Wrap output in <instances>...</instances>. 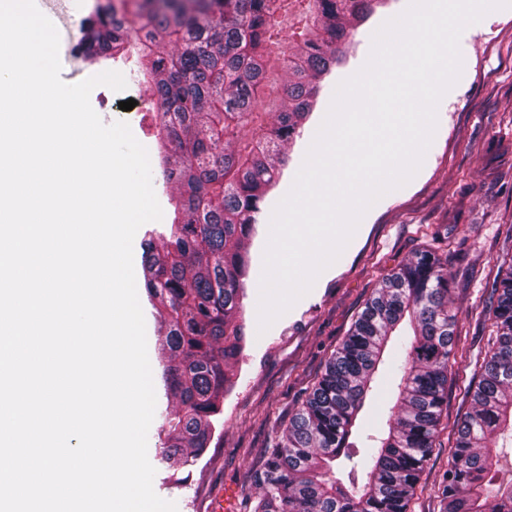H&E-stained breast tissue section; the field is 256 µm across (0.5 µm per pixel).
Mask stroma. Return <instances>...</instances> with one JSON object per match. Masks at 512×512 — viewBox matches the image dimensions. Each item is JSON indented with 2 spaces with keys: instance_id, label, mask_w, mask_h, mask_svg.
I'll return each instance as SVG.
<instances>
[{
  "instance_id": "35a3bbf8",
  "label": "stroma",
  "mask_w": 512,
  "mask_h": 512,
  "mask_svg": "<svg viewBox=\"0 0 512 512\" xmlns=\"http://www.w3.org/2000/svg\"><path fill=\"white\" fill-rule=\"evenodd\" d=\"M92 2L81 0L78 11L71 12L66 0H46L44 14L59 30L60 55H77ZM408 3L387 0L357 27L345 48L343 63L324 79L300 137L286 150L281 177L265 197L247 246L249 274L239 319L246 340L230 372L224 413L203 454L186 466L164 459L158 451L160 413L167 407L163 381L167 354L159 334L158 310L142 286L143 243L166 232L170 219L165 216L145 223L135 235V280L158 411L148 431L149 461L156 470L153 488L159 497L175 503L177 512H211L219 496L224 499V512H243L245 498L255 492L254 471L263 465L268 449L347 335L366 298L382 277L416 249L431 245L433 235L448 238V270L454 279L450 306L457 314V330L471 357H482L487 349L490 327L476 315L482 306V287L493 279L498 264L512 257L511 8L489 11L464 29L460 38L462 72L437 107L434 137L416 175L375 202L339 259L317 277L310 292L266 332L258 330L259 282L273 210L290 190L337 85L365 64L376 30L400 15ZM108 70L122 73L128 88L117 93L98 86L90 95L91 105L105 124L120 120L129 124L153 158L154 192L160 206H167L173 190L155 161L157 105L152 86L144 79L137 47H129L115 59H90L82 75ZM132 97L137 98V105L120 110V102ZM471 374V368L462 364L453 369L440 433L442 446L435 449L421 475L411 512H440L436 489L448 467L444 443L451 439L454 423L468 408L465 389ZM396 379L391 366H383L360 419L363 434L376 435L385 429Z\"/></svg>"
}]
</instances>
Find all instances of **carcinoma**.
<instances>
[{"mask_svg":"<svg viewBox=\"0 0 512 512\" xmlns=\"http://www.w3.org/2000/svg\"><path fill=\"white\" fill-rule=\"evenodd\" d=\"M128 0H96L83 26L86 53L122 52L133 28ZM280 0H140L143 70L155 87L161 125L158 154L177 183L163 251L144 243L145 288L164 312L169 364L160 453L190 462L206 447L228 371L241 353L247 240L300 135L321 82L341 63L354 30L386 0H314L317 8L279 45ZM285 69L267 88L270 64ZM279 95L273 126L238 144L258 119L265 93ZM444 249L415 252L366 300L320 378L289 419L263 468L250 512H410L448 404L453 362L470 360L448 307L452 277ZM491 323L485 356L466 388L467 411L454 424L441 512H512V477L493 451L512 445V261L499 265L482 304ZM410 336L388 432L357 462L351 441L358 414L388 344ZM352 463L348 481L336 461Z\"/></svg>","mask_w":512,"mask_h":512,"instance_id":"1","label":"carcinoma"}]
</instances>
